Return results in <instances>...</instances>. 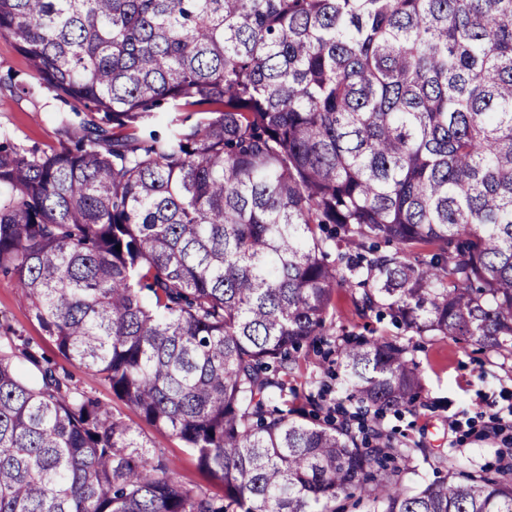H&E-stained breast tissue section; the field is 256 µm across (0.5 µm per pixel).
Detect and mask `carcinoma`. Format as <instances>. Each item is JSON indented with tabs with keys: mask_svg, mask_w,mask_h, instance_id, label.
<instances>
[{
	"mask_svg": "<svg viewBox=\"0 0 512 512\" xmlns=\"http://www.w3.org/2000/svg\"><path fill=\"white\" fill-rule=\"evenodd\" d=\"M0 37L13 93L71 106L45 148L0 133V269L222 488L8 326L0 512H512V465L439 451L428 483L408 438L283 399L330 340L360 413L421 405L414 346L329 321L338 287L512 357V0H0ZM11 74L15 82L30 80V69L27 61L14 49L10 39L0 37V76Z\"/></svg>",
	"mask_w": 512,
	"mask_h": 512,
	"instance_id": "cac0c4a2",
	"label": "carcinoma"
}]
</instances>
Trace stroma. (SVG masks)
Segmentation results:
<instances>
[{"mask_svg": "<svg viewBox=\"0 0 512 512\" xmlns=\"http://www.w3.org/2000/svg\"><path fill=\"white\" fill-rule=\"evenodd\" d=\"M58 101L43 94L31 99L13 95L8 86L0 87V130L12 134L25 145H46L54 140ZM330 314L347 331L361 333L371 327L386 336L397 335L390 319L361 318L350 292L337 288ZM10 325L17 333L38 344L45 354L68 371L79 390L93 396L121 416L140 433L149 446L165 449L183 481L209 485V478L198 467L195 457L170 432L147 424L125 403L113 398L112 391L96 372L61 355L54 342L32 317L27 302L13 277L0 274V325ZM414 358L419 365L424 389L422 404L412 411L386 415L383 430L408 434L424 448H440L470 469L496 468L501 451L512 452V428L491 440L480 439V432L491 425L495 414L512 405V360L494 358L475 347L439 336H416ZM303 375L293 387L304 394L310 386L324 387L330 405L349 409L350 404L334 375L325 371L321 353L306 348L300 354ZM457 421L449 430V421Z\"/></svg>", "mask_w": 512, "mask_h": 512, "instance_id": "stroma-1", "label": "stroma"}]
</instances>
